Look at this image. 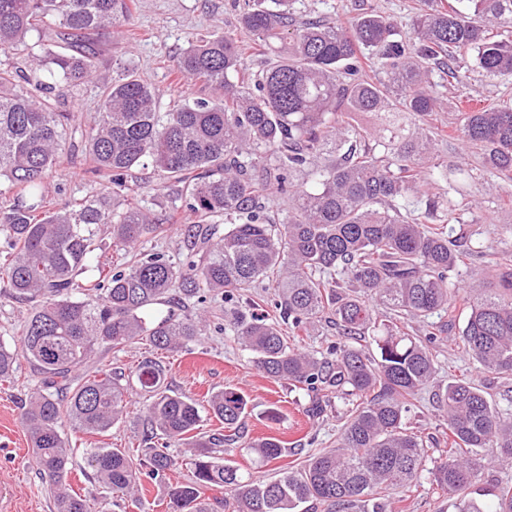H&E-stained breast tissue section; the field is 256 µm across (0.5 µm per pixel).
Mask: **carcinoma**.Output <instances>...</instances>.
Instances as JSON below:
<instances>
[{"instance_id": "1", "label": "carcinoma", "mask_w": 512, "mask_h": 512, "mask_svg": "<svg viewBox=\"0 0 512 512\" xmlns=\"http://www.w3.org/2000/svg\"><path fill=\"white\" fill-rule=\"evenodd\" d=\"M463 2L462 10L416 13L403 40L394 20L372 12L332 25L298 21L292 0H244L240 32L265 49L260 69L240 77L244 41L233 32L192 41L170 58L172 71L206 85L210 97L181 99L165 112L156 90L123 70L106 85L87 135L85 173L112 194L54 202L45 179L69 137L70 113L61 106L97 72L89 36L131 25L133 0H0V54L30 45L36 33L30 46L39 48L43 70L34 96L19 88L22 75L0 68V182L13 192L0 202V234L8 239L0 284L15 299L42 298L20 349L0 345V382L20 355L42 375L24 423L56 512H91L68 483L72 448L63 421L105 433L138 391L147 397L144 447L86 449L112 495L143 505L140 476L166 477L174 466L170 446L182 443L193 452V472L170 491L171 512H206L200 498L214 488L230 492L232 512H388L390 495L419 483L428 459L431 441L408 414L435 383L433 350L450 327L427 319L465 301L463 351L484 374L512 378V261L456 248L453 225L465 204L443 208L422 189L426 176L445 177L433 152L436 132L399 120L438 111L432 74L458 78L464 54L489 77L512 75V34L489 35L495 26L512 28V0ZM366 58L387 79H371ZM457 132L485 168L512 180V107L463 112ZM149 166L181 186L178 197L198 218L187 230L185 257L175 263L160 252L136 253L113 268L94 264L100 226L125 252L161 228L150 211L117 198L129 173ZM272 183L288 200L277 221L265 203ZM411 195L423 207L405 212ZM219 215L222 227L213 223ZM477 261L490 277L462 297L459 276ZM92 264L98 276L81 280ZM270 276L279 321L237 311L224 316V329L263 375L304 387L312 417L332 393L347 400L336 448L316 453L304 469L273 480L244 477L224 459L229 442L266 462L284 451L275 436L243 440L248 401L237 388L211 396L224 432L202 441L193 434L198 404L168 387L163 361L145 358L128 374H78L104 346L186 347L202 335L205 319L176 312L180 301L220 294L229 304ZM84 288L94 302L78 297ZM158 304L169 306L160 321L147 315ZM375 306L388 319L374 316ZM326 319L337 336L326 353L296 344L295 336ZM436 404L450 448L430 471L433 482L456 498L457 512H512V485L482 482L486 449L512 457V414L468 377L448 382Z\"/></svg>"}]
</instances>
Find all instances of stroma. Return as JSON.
<instances>
[{
    "label": "stroma",
    "mask_w": 512,
    "mask_h": 512,
    "mask_svg": "<svg viewBox=\"0 0 512 512\" xmlns=\"http://www.w3.org/2000/svg\"><path fill=\"white\" fill-rule=\"evenodd\" d=\"M453 0H297L295 11L302 18H321L334 24H350L362 12L375 10L394 17L401 30H408L415 12L452 4ZM134 31L130 34L96 42L99 52V78L112 77L123 68L135 69L160 93L163 101L183 97L205 98L209 90L202 83L176 81L168 69L170 57L184 49L189 41L222 34L235 25L239 16L238 0H136ZM461 81H453L443 73L433 75L436 90L445 102V109L427 117L431 127L445 129L437 138V150L448 165L447 181L433 184L434 193L456 188L459 197L477 202V209L465 212L462 224L456 225L453 237L459 247L479 245L493 251L512 255V182L502 191H491L496 183L493 174L482 171L476 153L450 135L456 115L467 100L481 99L486 105L512 103V78L486 77L473 65H465ZM100 106L97 81L85 83L69 98L64 109L71 114L72 137L70 149L56 169L48 176V188H61L63 197H83L98 194L100 185L81 179L85 160V135ZM132 195L153 213H164L174 202L178 187L165 182L152 169H141L129 182ZM195 221L187 209H180L176 223L162 226L160 232L147 236L137 249L151 253L162 251L173 260L182 259L184 238ZM34 308L33 302L0 296V343L15 348L20 344L22 326ZM438 383L466 375L475 381H486L495 396H502L506 381L484 380L473 360L456 343L455 336H447L436 347ZM147 357L162 360L168 369L167 382L179 393L201 403V433L211 434L219 421L205 410L211 395L232 385L241 389L249 399L251 411L243 425L246 439L269 435L280 438L286 453L267 465L256 463L254 455L230 445L227 459L241 473H261L274 478L285 471L301 470L309 456L323 449L335 447L342 425L341 416L346 401L334 398L320 418H309L306 391L286 383L274 381L260 373L251 362V355L241 348L230 333L217 326L208 327L205 335L179 352L157 351L149 345L132 343L123 348L106 350L97 355L99 365L131 371ZM40 376L26 358H18L12 382L0 383V512H55L54 499L47 481L38 473L30 440L23 422V405L28 394L39 389ZM146 400L143 396L130 397L122 420L104 435L73 431L63 425L62 433L70 443L73 457L68 481L72 487L90 498L94 512H168L170 486L187 482L191 476V455L185 448H172L175 466L163 480L143 479V508H136L130 500L105 496L85 451L89 448L136 447V434L141 427V416ZM278 408L279 422H269L268 408ZM394 512H456L453 498L443 493L431 477H423L410 491L397 494Z\"/></svg>",
    "instance_id": "1"
}]
</instances>
